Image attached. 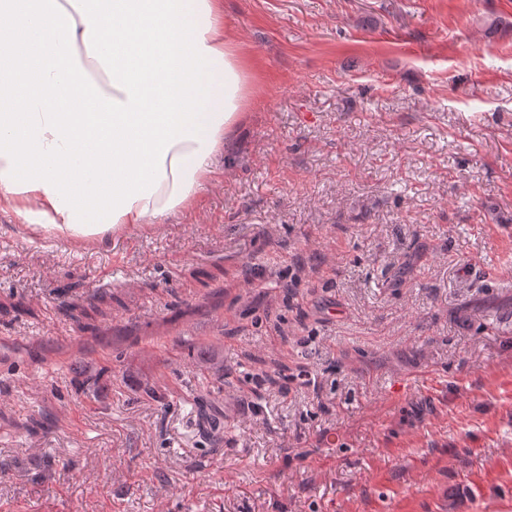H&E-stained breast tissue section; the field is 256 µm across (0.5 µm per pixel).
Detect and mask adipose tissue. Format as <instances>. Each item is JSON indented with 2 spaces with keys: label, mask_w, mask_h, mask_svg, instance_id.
Wrapping results in <instances>:
<instances>
[{
  "label": "adipose tissue",
  "mask_w": 512,
  "mask_h": 512,
  "mask_svg": "<svg viewBox=\"0 0 512 512\" xmlns=\"http://www.w3.org/2000/svg\"><path fill=\"white\" fill-rule=\"evenodd\" d=\"M249 83L224 0H0V210L71 237L165 223Z\"/></svg>",
  "instance_id": "ef3b65f1"
}]
</instances>
